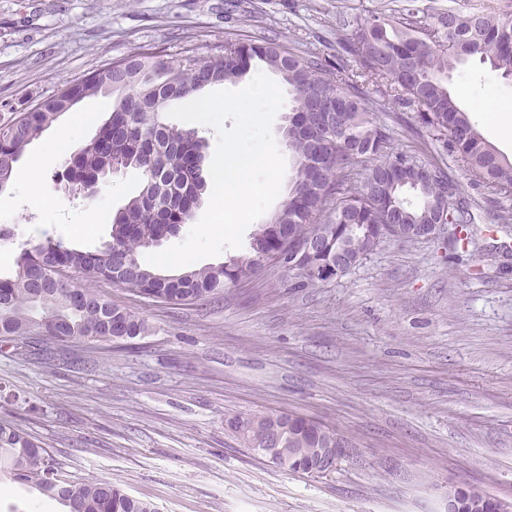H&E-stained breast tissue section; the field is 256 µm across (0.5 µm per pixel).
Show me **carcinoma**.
<instances>
[{"mask_svg": "<svg viewBox=\"0 0 512 512\" xmlns=\"http://www.w3.org/2000/svg\"><path fill=\"white\" fill-rule=\"evenodd\" d=\"M409 8L394 21L373 15L342 44L359 76L375 80L395 103L416 109L420 131L443 155L462 163L472 183L500 198L512 196V160L477 129L448 87V78L477 57L504 78H512V13L489 7L464 12L448 7L434 23ZM281 76L294 101L284 128L294 158L288 195L281 208L253 233L246 253L217 266L178 275L157 273L138 258L189 223L207 191L203 175L206 146L193 128L170 125L163 103L186 99L205 88L234 82L257 64ZM104 91L119 95L109 118L89 143L64 159L60 190L97 193L113 172H141L143 188L112 220L111 240L94 251L48 239L22 250L16 269L0 276V338L31 347L33 336L59 342L121 343L148 332L145 319L122 308L81 281L139 290L152 302L182 304L224 290V285L257 272L290 242L315 239L320 247L288 259L286 272L303 286L301 272L321 283L340 276L339 261L356 267L391 237L404 238L416 224H429L440 204L442 181L434 177L413 189L416 154L394 151L388 129L369 110V90L346 74L344 64L327 69L275 42H227L222 53L203 61L191 52L128 55L59 89L16 119L0 125V192L12 182L30 144L82 99ZM365 163L363 168L358 164ZM456 206L448 223L468 229L471 244L479 229L470 224L459 184L448 179ZM245 448L273 441L299 448L308 462L313 448L343 439L335 428L293 414H247L228 422ZM0 475L30 484L58 501L66 512H158L154 503L123 493L102 480L73 481L59 473L48 451L8 423H0Z\"/></svg>", "mask_w": 512, "mask_h": 512, "instance_id": "carcinoma-1", "label": "carcinoma"}]
</instances>
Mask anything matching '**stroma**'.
Returning <instances> with one entry per match:
<instances>
[{
	"label": "stroma",
	"instance_id": "35a3bbf8",
	"mask_svg": "<svg viewBox=\"0 0 512 512\" xmlns=\"http://www.w3.org/2000/svg\"><path fill=\"white\" fill-rule=\"evenodd\" d=\"M512 0H0V124L88 72L143 52L208 58L224 42L273 40L335 63L371 15L427 14ZM449 88L484 138L512 157V135L483 110L512 80L470 60ZM394 150L438 162L412 111L371 93ZM448 174L471 205L479 254L439 238L383 243L346 275L304 288L273 263L194 304L148 302L101 285L144 318L127 346L46 341L18 354L0 341V422L38 439L69 479L97 478L159 512H448L457 488L512 502V197ZM36 184L0 191V221L21 249L46 239L93 250L136 195L140 172L112 176L89 199ZM288 412L335 427L349 454L313 478L263 462L226 423ZM0 476V512H59Z\"/></svg>",
	"mask_w": 512,
	"mask_h": 512
}]
</instances>
